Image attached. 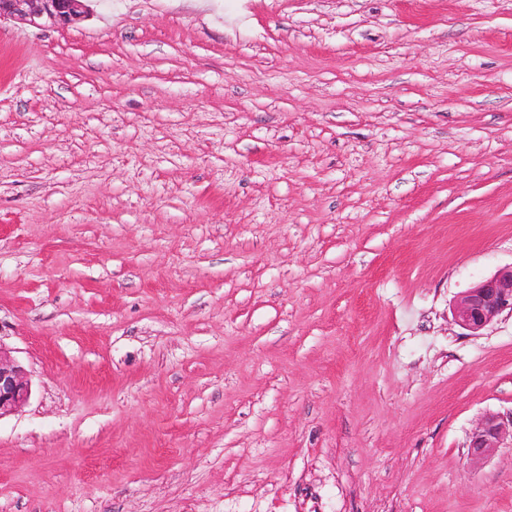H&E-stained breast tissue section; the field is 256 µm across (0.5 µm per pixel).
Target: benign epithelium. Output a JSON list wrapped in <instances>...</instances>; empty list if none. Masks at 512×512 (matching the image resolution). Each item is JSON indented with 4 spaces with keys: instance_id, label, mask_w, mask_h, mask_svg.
Returning <instances> with one entry per match:
<instances>
[{
    "instance_id": "benign-epithelium-1",
    "label": "benign epithelium",
    "mask_w": 512,
    "mask_h": 512,
    "mask_svg": "<svg viewBox=\"0 0 512 512\" xmlns=\"http://www.w3.org/2000/svg\"><path fill=\"white\" fill-rule=\"evenodd\" d=\"M89 0H0V19L34 27L60 28L84 17ZM512 313V265L461 292L453 317L469 334L481 335L503 312ZM32 395L27 370L0 344V418L20 411ZM505 436L504 424L493 413L483 416L471 433L468 457L474 467L495 455Z\"/></svg>"
}]
</instances>
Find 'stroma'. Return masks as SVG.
I'll use <instances>...</instances> for the list:
<instances>
[{
	"instance_id": "obj_1",
	"label": "stroma",
	"mask_w": 512,
	"mask_h": 512,
	"mask_svg": "<svg viewBox=\"0 0 512 512\" xmlns=\"http://www.w3.org/2000/svg\"><path fill=\"white\" fill-rule=\"evenodd\" d=\"M0 21V512H512V0ZM507 310L512 313V265L461 292L452 313L469 335L479 336ZM31 395L27 370L0 344V419L20 411ZM505 436L504 424L497 414L488 413L471 433L468 443V457L473 467L480 466L501 448Z\"/></svg>"
}]
</instances>
